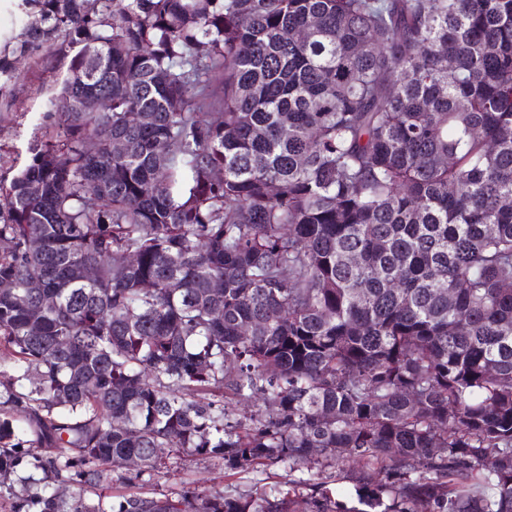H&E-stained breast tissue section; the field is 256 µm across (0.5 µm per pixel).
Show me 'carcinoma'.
Wrapping results in <instances>:
<instances>
[{
  "instance_id": "obj_1",
  "label": "carcinoma",
  "mask_w": 512,
  "mask_h": 512,
  "mask_svg": "<svg viewBox=\"0 0 512 512\" xmlns=\"http://www.w3.org/2000/svg\"><path fill=\"white\" fill-rule=\"evenodd\" d=\"M21 7L0 512H512V0ZM185 456L308 477L112 495ZM63 73L64 69L32 67L24 82L15 88V103L7 106L0 99V148L2 153L17 158V166L26 161L28 143L42 122L45 92L62 79Z\"/></svg>"
}]
</instances>
